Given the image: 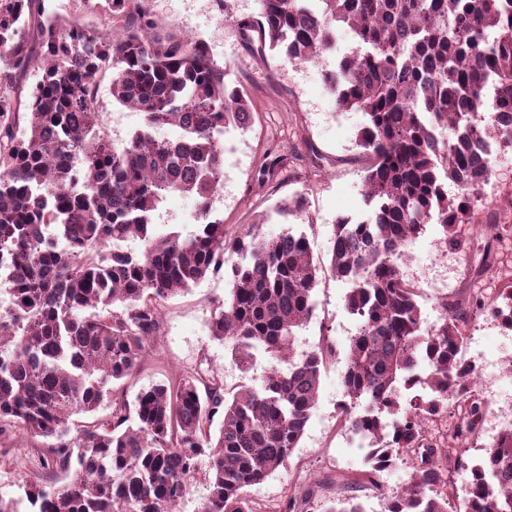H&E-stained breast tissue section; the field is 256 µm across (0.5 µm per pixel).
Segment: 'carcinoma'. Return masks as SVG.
Listing matches in <instances>:
<instances>
[{"label":"carcinoma","instance_id":"carcinoma-1","mask_svg":"<svg viewBox=\"0 0 512 512\" xmlns=\"http://www.w3.org/2000/svg\"><path fill=\"white\" fill-rule=\"evenodd\" d=\"M39 2L0 0V439H42L44 467L68 478L27 484L26 512H173L203 456L202 512H255L247 488L288 468L316 402L326 351L297 360L293 346L323 266L302 233L269 239L257 224L237 233L214 216L224 133L245 129L252 112L206 43L149 39L135 0H105L106 12L127 17L117 37L50 24ZM32 23L43 64L22 102L10 91L33 57ZM239 26L290 63L336 49L339 28L353 34L325 79L341 110L366 118L356 147L373 158L371 216L336 225L330 268L350 283L345 308L358 321L342 415L368 442L366 482L379 487V474L411 454L418 466L406 486L382 494L384 512H512V429L477 461L464 459L483 409L472 367L457 359L481 315L512 329V284L492 300L471 293L441 304L440 322L424 331L400 269V250L426 224L465 251L483 169L494 147H512V0H260L258 16ZM108 70L113 100L143 118L121 143L102 128L99 75ZM163 127L177 136L157 137ZM170 194L196 199L194 234L157 231ZM305 203L298 190L278 211L300 214ZM130 239L139 249L119 247ZM221 272L228 288L211 316L213 339L242 370L258 350L286 368L259 389L228 392L198 367L128 402L112 384L140 366L162 302ZM401 386L417 393L403 403ZM105 403L110 417H94ZM449 409L445 443L427 424ZM75 414L89 421L73 435ZM450 448L465 476L456 507ZM310 500L292 495L279 512H308ZM323 512L366 509L338 496Z\"/></svg>","mask_w":512,"mask_h":512}]
</instances>
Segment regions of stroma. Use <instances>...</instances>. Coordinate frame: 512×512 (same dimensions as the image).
Listing matches in <instances>:
<instances>
[{
	"instance_id": "stroma-1",
	"label": "stroma",
	"mask_w": 512,
	"mask_h": 512,
	"mask_svg": "<svg viewBox=\"0 0 512 512\" xmlns=\"http://www.w3.org/2000/svg\"><path fill=\"white\" fill-rule=\"evenodd\" d=\"M153 22L148 35L156 40L202 38L213 60L230 69L231 78L252 101V123L247 130L224 135V187L214 202L216 214L226 228L241 232L259 224L268 237L287 228L303 231L316 260L325 263L315 290L312 319L298 330L294 351L302 355L321 346L332 352L321 369L318 399L305 433L294 449L286 470L251 486L248 496L257 512H278L280 504L294 494L313 490L311 512H321L330 498L346 493L347 482L364 471L365 443L354 437L336 411L343 395V376L355 319L344 307L345 282L328 270L334 227L340 218H366L363 203L365 160L359 158L357 134L365 118L362 113L340 110L326 86L323 73L335 69L342 54L353 44L351 33L339 29L335 51L319 62H285L281 53L261 51L256 37L241 30L239 19L254 17L259 0H139ZM105 132L115 141L127 138L141 121L140 113L115 102L111 79L103 77L98 91ZM283 166L270 178H261L264 165L274 157ZM495 190L480 204L479 228L470 234L466 252H449L439 225H425L407 245L411 263L401 271L415 291L427 323H435L442 302L461 299L479 291L493 296L502 282L495 272H478L486 249H493L503 264L512 266V238L492 240L485 227L512 219V149L491 156ZM306 192V210L301 217H284L275 210L281 199L297 190ZM195 200L169 196L156 214L160 231L174 229L182 235L198 228ZM226 283L216 274L162 305L161 332L147 348L140 368L124 382L128 399L153 384L189 372L197 366L212 368L226 388L260 386L273 362L257 353L249 372H242L224 344L212 339L208 323ZM474 336L471 356L495 361L488 378L490 392L512 385V351L502 348V327L482 316L469 329ZM415 462L406 456L396 467L381 473L382 489L362 483L351 490L363 501L367 512H381L380 490L396 491L408 482ZM36 449L14 440L0 460V497H18L26 484L46 478Z\"/></svg>"
}]
</instances>
